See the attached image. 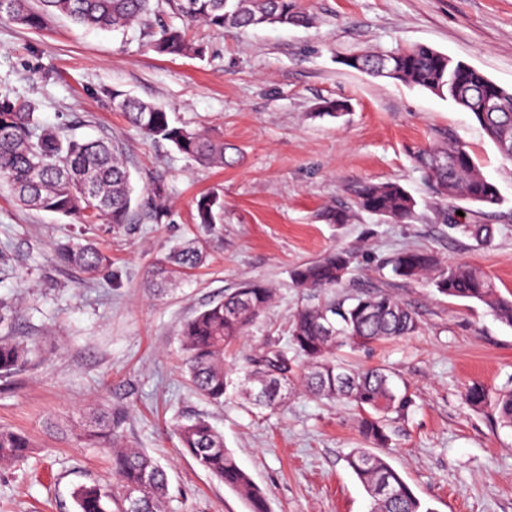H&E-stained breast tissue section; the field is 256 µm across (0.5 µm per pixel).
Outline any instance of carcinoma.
I'll use <instances>...</instances> for the list:
<instances>
[{"label": "carcinoma", "mask_w": 512, "mask_h": 512, "mask_svg": "<svg viewBox=\"0 0 512 512\" xmlns=\"http://www.w3.org/2000/svg\"><path fill=\"white\" fill-rule=\"evenodd\" d=\"M10 0L0 18L30 29H41L58 15L86 28L121 30L145 25L153 0ZM182 25L162 24L148 32L149 46L161 55H205L206 46L189 36L199 23L214 31L261 28L267 25L306 27L313 16L297 0H167ZM342 63L375 77H387L444 97L470 113L495 145L512 161V90L487 78L477 69L455 62L425 45L391 51H363ZM114 110L123 113L143 135L171 143L180 153L207 166L224 165V140L174 125L165 108L126 92H108ZM414 163L445 200L496 206L499 189L481 171L464 143L445 134L436 143L413 153ZM9 188L17 204L73 218L81 224L130 223L138 208L156 223L165 217L168 187L155 179L144 199L134 198V188L123 149L108 138L80 139L62 126L47 125L38 106L29 100L0 97V186ZM352 194L362 212L405 224L415 217L416 203L393 182H360ZM223 209L217 194L196 202V221L215 223ZM351 210L327 206L318 218L327 224H347ZM462 233L481 245L494 239L490 224H459ZM203 244L175 249L170 265L152 272L155 285L163 287L176 274L196 268L202 261ZM63 266H76L89 281L108 266L106 255L90 241H76L56 250ZM353 263L344 248L329 251L318 260L297 266L295 284L314 290L340 288ZM394 276L405 281L431 279L447 297L479 303L512 326V300L503 297L486 274L461 263H443L431 251L405 248L388 261ZM272 290L257 281H244L189 320L182 331L185 374L205 399L222 404L245 388L251 403L275 409L288 391L302 386L317 398L350 404L359 415L360 433L375 448L388 446L387 421L411 406L408 392L400 391L382 368L350 370L336 361V350L365 346L383 340L415 335L421 328L416 310L383 289L361 291L323 303L308 305L290 317L289 347L270 345L239 366L228 368L226 353L246 335L270 305ZM31 357L27 346L0 338V376L19 372ZM493 411L497 421L512 428V390L499 394ZM182 448L213 477L243 496L250 512H268L264 495L250 476L224 448V439L210 423L195 417L176 424ZM84 442L112 449L116 483L79 484L72 491L76 512H127V496L137 497V512H169L168 480L162 466L143 451L120 446L121 435L112 413H93ZM31 448L22 432L0 429V466L19 464ZM347 463L372 501L371 512H434L409 488L381 454L355 448Z\"/></svg>", "instance_id": "cac0c4a2"}]
</instances>
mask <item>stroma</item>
Returning <instances> with one entry per match:
<instances>
[{
	"instance_id": "35a3bbf8",
	"label": "stroma",
	"mask_w": 512,
	"mask_h": 512,
	"mask_svg": "<svg viewBox=\"0 0 512 512\" xmlns=\"http://www.w3.org/2000/svg\"><path fill=\"white\" fill-rule=\"evenodd\" d=\"M298 3L312 24L221 34L195 25L191 36L207 47L201 58L150 51L137 27L88 30L55 18L35 30L0 20L1 95L34 101L46 124L70 121L77 136L118 141L136 194L157 178L169 188L163 223L138 215L120 227L25 210L0 189V337L36 346L24 370L0 377V428L26 433L32 445L24 462L0 468V512H76L74 486L113 484L111 451L77 437L98 408L118 420L125 444L164 465L171 512H249L183 450L172 424L197 416L223 435L269 512H369L347 464L363 445L350 406L299 389L273 411L238 394L217 405L182 370L186 321L247 280L272 288L274 300L227 360L286 343L290 316L328 298L297 287L293 269L335 247L355 257L344 293L386 287L421 320L408 339L336 353L353 370L387 369L412 396L388 425V462L434 512H512V429L464 397L475 383L492 397L512 390V327L429 280L395 278L386 264L401 249H427L486 273L511 296L512 162L452 101L340 62L423 44L511 89L512 0ZM113 88L222 136L223 166H199L145 137L113 110ZM330 101L343 104L339 117L322 115ZM443 131L465 143L501 205L436 196L412 152ZM366 181L402 185L416 202L413 221L365 212L347 224L318 219L324 206L352 205V186ZM212 191L224 208L215 224L196 223L195 200ZM461 211L494 225L491 244L454 229ZM76 240L110 259L95 281L54 259L57 246ZM194 241L204 242L205 261L176 286L153 287L155 266Z\"/></svg>"
}]
</instances>
